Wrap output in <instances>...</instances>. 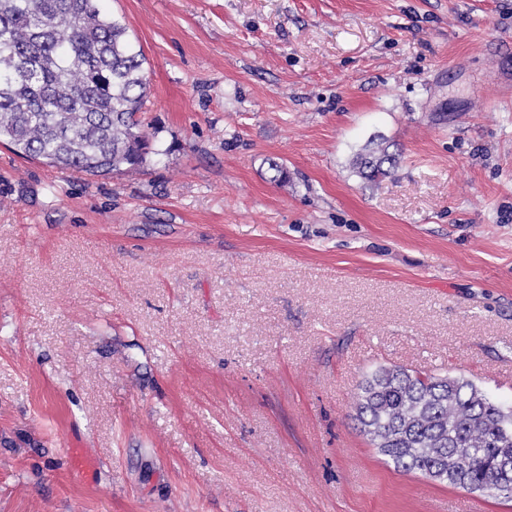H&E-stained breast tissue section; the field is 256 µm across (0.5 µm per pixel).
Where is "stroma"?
<instances>
[{
    "instance_id": "1",
    "label": "stroma",
    "mask_w": 512,
    "mask_h": 512,
    "mask_svg": "<svg viewBox=\"0 0 512 512\" xmlns=\"http://www.w3.org/2000/svg\"><path fill=\"white\" fill-rule=\"evenodd\" d=\"M104 7L165 153L0 146V512H512L354 418L379 365L512 402V0ZM377 136L399 166L367 184ZM392 144L383 138H372L351 160L350 166L361 179L375 183L392 175L398 167V154L389 151Z\"/></svg>"
}]
</instances>
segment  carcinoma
<instances>
[{"mask_svg": "<svg viewBox=\"0 0 512 512\" xmlns=\"http://www.w3.org/2000/svg\"><path fill=\"white\" fill-rule=\"evenodd\" d=\"M101 0H0V144L62 171L104 175L161 155L144 130L145 56ZM371 139L351 160L375 183L398 167ZM360 431L394 468L512 501V405L473 381L380 365L357 386Z\"/></svg>", "mask_w": 512, "mask_h": 512, "instance_id": "1", "label": "carcinoma"}]
</instances>
